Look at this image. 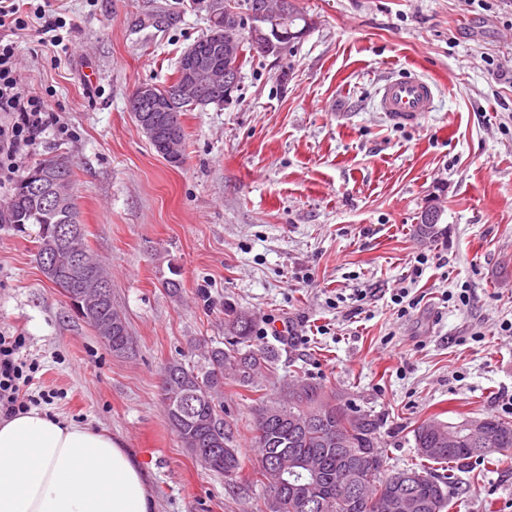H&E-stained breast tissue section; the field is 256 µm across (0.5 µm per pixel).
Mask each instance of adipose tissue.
<instances>
[{"label": "adipose tissue", "mask_w": 512, "mask_h": 512, "mask_svg": "<svg viewBox=\"0 0 512 512\" xmlns=\"http://www.w3.org/2000/svg\"><path fill=\"white\" fill-rule=\"evenodd\" d=\"M144 473L92 424L31 408L0 421V512H154Z\"/></svg>", "instance_id": "1"}]
</instances>
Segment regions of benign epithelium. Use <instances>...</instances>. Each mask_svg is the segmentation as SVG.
<instances>
[{
    "label": "benign epithelium",
    "mask_w": 512,
    "mask_h": 512,
    "mask_svg": "<svg viewBox=\"0 0 512 512\" xmlns=\"http://www.w3.org/2000/svg\"><path fill=\"white\" fill-rule=\"evenodd\" d=\"M289 5L290 0H263L259 3L256 16L271 24L268 32L253 34V47L261 53L267 56L280 53L283 34L278 23L288 15ZM209 13L212 17L225 19L223 24L211 25L209 35L213 49L224 51V67L216 66L212 53L193 43L180 56L183 77L165 96L164 102H158L156 85L148 83L139 85L129 102V110L138 120L142 133L174 165L182 162L180 141L172 132L161 134L155 113L207 104L222 107L232 101L238 88V66L242 52L234 27L228 24L238 14L235 0H209ZM67 165L68 160L56 158L52 165L31 173L26 194L39 209L60 214L76 208L75 199L63 173V168ZM92 267L93 263L86 260L70 267L69 276L78 285V290L71 295L70 301L89 304L103 297V288L109 280L103 273L91 271Z\"/></svg>",
    "instance_id": "7a95c632"
}]
</instances>
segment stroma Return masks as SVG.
I'll use <instances>...</instances> for the list:
<instances>
[{"label": "stroma", "mask_w": 512, "mask_h": 512, "mask_svg": "<svg viewBox=\"0 0 512 512\" xmlns=\"http://www.w3.org/2000/svg\"><path fill=\"white\" fill-rule=\"evenodd\" d=\"M293 3L313 28L280 55L251 53L223 107L182 114L178 166L128 100L174 79L208 28L207 0H56L68 52L19 44L27 86L53 92L73 130L45 134L25 165L69 159L86 244L133 345L113 355L46 280L32 225L0 223V328L25 336L40 384L60 391L52 413L134 456L155 512H262L252 409L300 377L378 417L392 468L417 464L425 419L497 416L512 397V0ZM405 72L438 86L412 128L376 110L384 79ZM431 205L444 230L433 241L415 233ZM401 288L417 302L404 316ZM228 303L253 316L255 344L281 350L255 387L224 386L244 458L232 481L183 447L161 389L165 364L203 365L201 345L223 343ZM458 478L449 512H512V455L471 459Z\"/></svg>", "instance_id": "35a3bbf8"}]
</instances>
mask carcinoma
Masks as SVG:
<instances>
[{"instance_id":"cac0c4a2","label":"carcinoma","mask_w":512,"mask_h":512,"mask_svg":"<svg viewBox=\"0 0 512 512\" xmlns=\"http://www.w3.org/2000/svg\"><path fill=\"white\" fill-rule=\"evenodd\" d=\"M240 13L234 20L243 49H252V12L260 0H238ZM25 178H20L7 202L0 206V222L23 231L37 226L36 257L47 254L60 272L71 264L67 241H57L53 228L70 223L58 214L48 220L32 212L23 194ZM94 330L114 323L112 353L124 354L132 348L125 317L112 306V291L93 311L81 313ZM252 316L231 303L224 304V346L212 345L203 352L204 365L195 368L173 361L162 371L165 413L172 431L187 451L204 467L233 478L243 469L244 460L236 445L231 425L224 419L221 398L224 380L252 387L258 374L274 369L278 351L252 343ZM489 436L475 444L465 433L448 445V429L455 423L437 419L421 422L413 429L417 457L429 464L447 465L440 470L429 466L387 469V457L380 448L381 422L366 411L343 401L337 391H326L309 379L287 384L284 396L263 399L252 409L255 444L261 457L257 482L267 491L266 512H311L306 499L324 502L325 512H379L378 503L387 496L404 503L395 512H445L449 494L457 489V472L474 457L494 462L492 455L512 452V423L487 415ZM309 461L315 468L313 485L289 491L282 471L272 459Z\"/></svg>"}]
</instances>
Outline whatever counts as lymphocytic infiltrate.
Wrapping results in <instances>:
<instances>
[{
    "mask_svg": "<svg viewBox=\"0 0 512 512\" xmlns=\"http://www.w3.org/2000/svg\"><path fill=\"white\" fill-rule=\"evenodd\" d=\"M52 0H42L34 12L23 11L21 0H0V189L10 188L19 177L32 147L47 129L69 135L60 124L48 95L29 90L17 67L18 40L36 30L38 50L65 49L62 17L52 14ZM40 27H33V20ZM26 338L0 328V417L11 419L31 408L52 404L56 393L34 389L40 369L36 360L25 357Z\"/></svg>",
    "mask_w": 512,
    "mask_h": 512,
    "instance_id": "obj_1",
    "label": "lymphocytic infiltrate"
}]
</instances>
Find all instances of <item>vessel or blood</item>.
<instances>
[{
  "mask_svg": "<svg viewBox=\"0 0 512 512\" xmlns=\"http://www.w3.org/2000/svg\"><path fill=\"white\" fill-rule=\"evenodd\" d=\"M437 86L420 76L391 77L379 89L377 108L398 127H413L433 110Z\"/></svg>",
  "mask_w": 512,
  "mask_h": 512,
  "instance_id": "1",
  "label": "vessel or blood"
}]
</instances>
